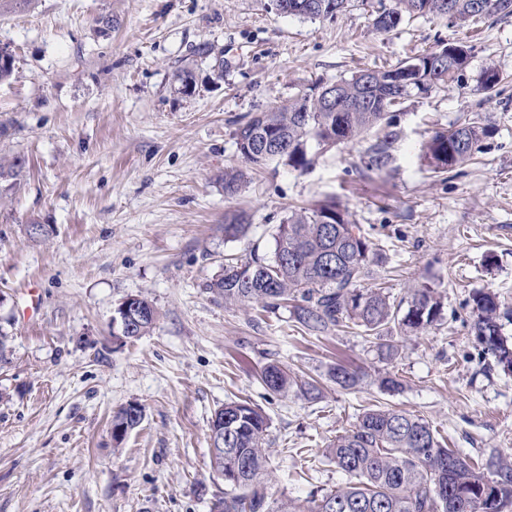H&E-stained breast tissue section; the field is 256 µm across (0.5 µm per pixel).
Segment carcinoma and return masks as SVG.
<instances>
[{"mask_svg":"<svg viewBox=\"0 0 512 512\" xmlns=\"http://www.w3.org/2000/svg\"><path fill=\"white\" fill-rule=\"evenodd\" d=\"M279 0L283 14L303 18H333L348 0ZM411 14L441 15L456 22L512 14V0H393L374 19L383 31L395 29ZM469 53L448 42L434 51L404 60L390 68L366 69L337 81L336 110H328L313 92L298 95L286 105L256 112L241 130L254 138L275 135L281 150L257 156L252 142L236 141L241 158L253 165L270 159L295 170L310 164L309 149L324 150L352 143L373 127L384 134L368 150L367 169L383 172L391 163L393 130L390 110L406 98L427 94L441 84L461 81ZM502 81L499 71L486 67L477 91L491 94ZM488 118L473 112L459 123L439 130L426 142L423 158L435 173L470 161L488 134ZM243 211L224 216V238L235 239L247 229ZM382 257L348 212L333 197L293 211L279 225L273 256L253 252L246 260L227 259L224 271L205 290L226 305H251L263 312L291 307L296 323L320 335L353 323L367 335L381 339L394 323L414 335L440 321L443 305L435 289L420 284L410 289L407 309L393 305L379 288H359L371 262ZM473 330L483 352L512 368V347L500 337L501 302L492 292L474 298ZM331 378L344 389L359 385L363 375L338 364ZM273 394L318 393L313 379H305L277 363L261 374ZM224 418V455L215 467L230 491L214 496L211 512H499L512 505V457L491 455L476 466L437 437L426 420L393 407L366 409L353 429L336 437L326 458L350 477L344 487L305 504L268 498L270 423L261 408L247 401H228L214 412Z\"/></svg>","mask_w":512,"mask_h":512,"instance_id":"carcinoma-1","label":"carcinoma"}]
</instances>
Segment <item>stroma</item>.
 Listing matches in <instances>:
<instances>
[{
  "label": "stroma",
  "instance_id": "1",
  "mask_svg": "<svg viewBox=\"0 0 512 512\" xmlns=\"http://www.w3.org/2000/svg\"><path fill=\"white\" fill-rule=\"evenodd\" d=\"M391 4L349 0L325 20L271 0H0V47L14 59L0 81V159L25 161L0 179V512H209L223 485L209 425L230 400L270 419L276 501L345 486L325 450L374 405L424 418L471 459L512 453V373L472 332L475 294L512 308V16L376 29ZM448 40L470 49L463 79L395 107L388 170L364 164L374 130L312 153L304 171L243 166L236 130L250 113ZM490 64L502 82L487 99L475 87ZM471 110L490 118L481 152L433 174L423 144ZM231 166L244 169L232 197ZM328 195L386 256L362 287L394 303L418 282L443 296L426 332L387 329L394 360L362 328L315 336L286 309L227 306L205 289L225 259L271 256L290 211ZM235 209L250 226L228 241ZM130 295L159 313L136 340L112 324ZM270 362L318 379L320 394L267 392ZM338 362L363 383L329 380ZM388 373L400 391L377 386ZM131 403L144 419L115 442L112 416Z\"/></svg>",
  "mask_w": 512,
  "mask_h": 512
}]
</instances>
